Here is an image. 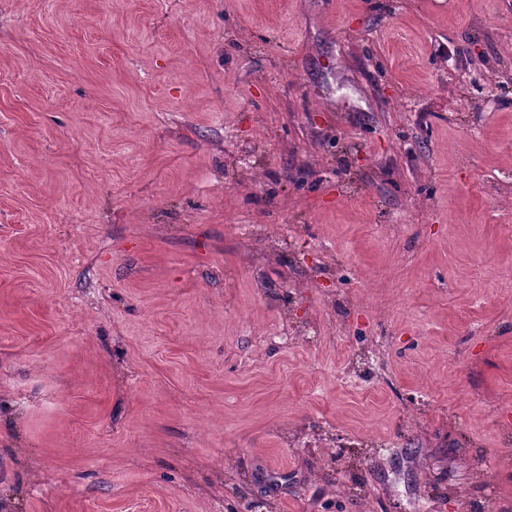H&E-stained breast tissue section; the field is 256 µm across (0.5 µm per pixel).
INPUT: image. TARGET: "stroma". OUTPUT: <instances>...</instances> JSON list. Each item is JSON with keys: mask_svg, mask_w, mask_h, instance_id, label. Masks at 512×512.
<instances>
[{"mask_svg": "<svg viewBox=\"0 0 512 512\" xmlns=\"http://www.w3.org/2000/svg\"><path fill=\"white\" fill-rule=\"evenodd\" d=\"M512 512V0H0V512Z\"/></svg>", "mask_w": 512, "mask_h": 512, "instance_id": "35a3bbf8", "label": "stroma"}]
</instances>
